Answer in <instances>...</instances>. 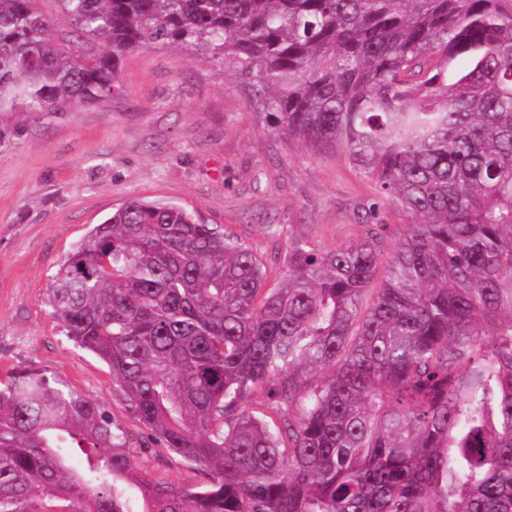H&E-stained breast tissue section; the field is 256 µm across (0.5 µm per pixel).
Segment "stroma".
<instances>
[{"mask_svg": "<svg viewBox=\"0 0 512 512\" xmlns=\"http://www.w3.org/2000/svg\"><path fill=\"white\" fill-rule=\"evenodd\" d=\"M120 73L122 93L94 106L0 113V382L62 377L127 432L140 472L185 487L206 467L160 448L46 302L75 244L128 200L169 203L248 245L274 284L293 242L331 250L374 233L389 250L411 217L343 154L278 131L256 80L229 61L158 44L124 56Z\"/></svg>", "mask_w": 512, "mask_h": 512, "instance_id": "1", "label": "stroma"}]
</instances>
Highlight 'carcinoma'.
Instances as JSON below:
<instances>
[{
	"label": "carcinoma",
	"instance_id": "obj_1",
	"mask_svg": "<svg viewBox=\"0 0 512 512\" xmlns=\"http://www.w3.org/2000/svg\"><path fill=\"white\" fill-rule=\"evenodd\" d=\"M58 2L66 46L37 0H0V112L105 102L125 55L177 42L256 79L279 130L413 221L388 254L297 242L270 286L182 207L115 210L48 304L160 447L211 475L136 472L102 405L22 371L0 386V512H130L124 483L143 512H512V0Z\"/></svg>",
	"mask_w": 512,
	"mask_h": 512
}]
</instances>
